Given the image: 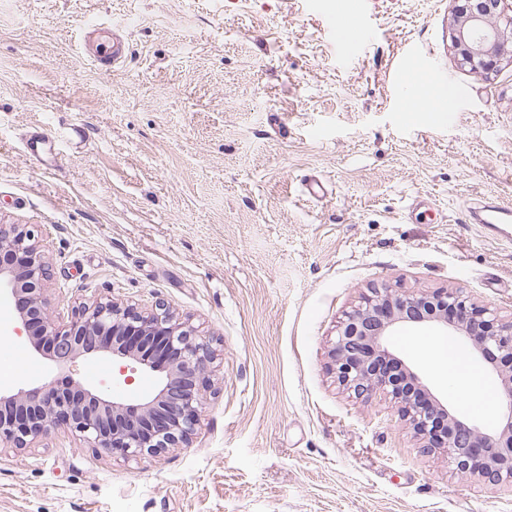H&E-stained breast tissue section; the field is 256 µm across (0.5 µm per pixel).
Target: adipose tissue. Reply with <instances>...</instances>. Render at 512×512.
Returning <instances> with one entry per match:
<instances>
[{
	"label": "adipose tissue",
	"mask_w": 512,
	"mask_h": 512,
	"mask_svg": "<svg viewBox=\"0 0 512 512\" xmlns=\"http://www.w3.org/2000/svg\"><path fill=\"white\" fill-rule=\"evenodd\" d=\"M409 346L434 365L438 375L459 391L465 404L478 408L486 416H494L498 405L497 391L464 352L448 341L425 337L411 339Z\"/></svg>",
	"instance_id": "1"
}]
</instances>
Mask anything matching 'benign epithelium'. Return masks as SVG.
Wrapping results in <instances>:
<instances>
[{
  "label": "benign epithelium",
  "mask_w": 512,
  "mask_h": 512,
  "mask_svg": "<svg viewBox=\"0 0 512 512\" xmlns=\"http://www.w3.org/2000/svg\"><path fill=\"white\" fill-rule=\"evenodd\" d=\"M504 0H462L454 19L453 47L460 62L485 75L512 60V15ZM0 291L14 305L33 350L55 365L112 353L162 374L156 392L130 403L91 392L76 381L49 382L14 394L0 393V446L30 448L55 428L67 429L87 448L127 460L156 458L193 443L206 399L199 375L221 356L210 336L159 301L150 308L109 297L82 302L70 320L53 314L46 284L50 263L33 229L0 224ZM436 324L448 338L467 344L497 373L506 411L483 432L447 409L390 349L402 324ZM340 387L357 399L382 394L427 452L448 458L452 473L466 479L512 484V319L490 304L477 305L460 288L398 294L387 286L361 294L345 313L329 351Z\"/></svg>",
  "instance_id": "obj_1"
}]
</instances>
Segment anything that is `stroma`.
I'll use <instances>...</instances> for the list:
<instances>
[{
    "label": "stroma",
    "instance_id": "1",
    "mask_svg": "<svg viewBox=\"0 0 512 512\" xmlns=\"http://www.w3.org/2000/svg\"><path fill=\"white\" fill-rule=\"evenodd\" d=\"M0 0V222L46 246L61 312L97 295L164 301L223 351L197 438L124 461L64 431L0 450V512H512V486L452 474L380 398L343 391L328 351L361 293L460 288L512 315V61L483 75L453 48L456 0ZM127 48L101 72L84 30ZM456 111H426L439 86ZM84 126L38 160L34 133ZM394 353L481 429L408 346ZM17 391L70 375L124 401L122 358L59 368L0 322ZM99 366L89 377L88 366Z\"/></svg>",
    "mask_w": 512,
    "mask_h": 512
}]
</instances>
